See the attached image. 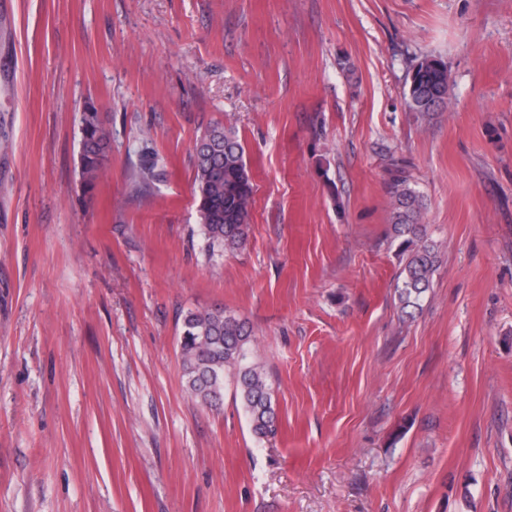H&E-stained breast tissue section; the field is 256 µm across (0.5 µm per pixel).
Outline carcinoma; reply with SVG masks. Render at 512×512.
Listing matches in <instances>:
<instances>
[{
	"instance_id": "1",
	"label": "carcinoma",
	"mask_w": 512,
	"mask_h": 512,
	"mask_svg": "<svg viewBox=\"0 0 512 512\" xmlns=\"http://www.w3.org/2000/svg\"><path fill=\"white\" fill-rule=\"evenodd\" d=\"M415 80L406 103L418 112H436L432 106L439 89L448 88V69L436 57H425L414 67ZM80 169L83 187L94 188L102 176L109 133L97 112L83 116ZM194 198L199 232L209 257L240 249L248 236L254 186L245 160V147L233 126L206 128L194 146ZM391 225L400 240L403 266L396 292L406 316L421 306L432 285L437 251L422 224L425 200L397 168L388 183ZM253 330L249 323L224 309L189 312L178 341L182 378L189 394L216 411L224 403V383L233 382L235 394L258 441L275 436L277 413L267 373L254 359Z\"/></svg>"
}]
</instances>
